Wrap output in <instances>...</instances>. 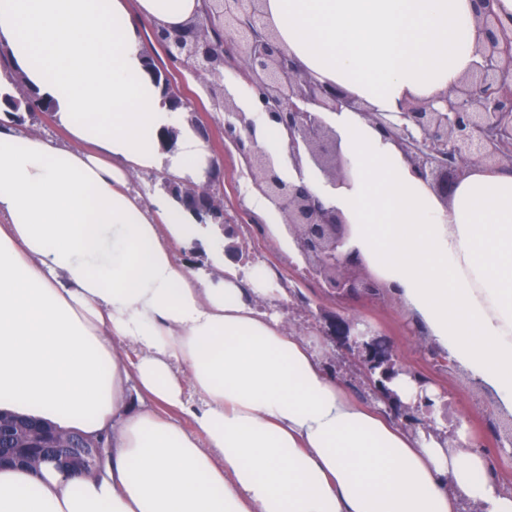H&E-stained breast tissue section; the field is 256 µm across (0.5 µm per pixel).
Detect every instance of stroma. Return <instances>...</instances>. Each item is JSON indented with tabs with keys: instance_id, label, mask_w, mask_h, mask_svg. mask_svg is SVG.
<instances>
[{
	"instance_id": "35a3bbf8",
	"label": "stroma",
	"mask_w": 512,
	"mask_h": 512,
	"mask_svg": "<svg viewBox=\"0 0 512 512\" xmlns=\"http://www.w3.org/2000/svg\"><path fill=\"white\" fill-rule=\"evenodd\" d=\"M155 31L153 24H144L142 41L161 72L187 100L184 119L206 129V144L224 177L222 201L225 213L234 221L235 243L245 265L264 266L275 287L287 293V301L278 304L276 312L289 332L303 338L316 334V322L325 310L343 311L371 325L393 342L409 375L426 380L429 390L442 396L446 418L440 426L449 448L459 445L453 433L456 424L468 426L475 450L486 456L499 484L512 489V455L502 451L499 442L504 427L512 422V409L503 406L495 392L468 371L449 361L446 349L410 314L399 289L383 288L372 297L340 302L307 276L284 225L269 223L265 214L252 208V179L236 147L224 136V113L215 108L214 101L222 97L227 82L235 79L234 69L222 67L214 74L185 70L168 59L154 37ZM316 353L326 370L353 396L373 402V393L353 356L344 354L324 336H319Z\"/></svg>"
}]
</instances>
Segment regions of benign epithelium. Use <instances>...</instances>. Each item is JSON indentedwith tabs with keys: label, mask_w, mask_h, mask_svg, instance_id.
<instances>
[{
	"label": "benign epithelium",
	"mask_w": 512,
	"mask_h": 512,
	"mask_svg": "<svg viewBox=\"0 0 512 512\" xmlns=\"http://www.w3.org/2000/svg\"><path fill=\"white\" fill-rule=\"evenodd\" d=\"M207 14L195 23H224V46L208 43L191 34H160L167 56L184 60L191 70L213 71L222 63L224 47L234 45L240 53L242 72L250 79L266 117L286 131V154L276 155L259 147L255 123L248 113L224 95V133L231 139L248 167L256 168L258 191L283 215L305 272L321 281L325 291L338 300L363 292L376 295L380 280L362 277L366 264L353 245L351 225L326 197L312 192L305 182V169L314 164L327 173V184L336 188L353 178L336 131L314 111L332 112L354 108V100L342 90L324 85L308 75L278 44L267 26H258L262 0H209ZM473 27L479 60L459 83L427 101H414L396 116L362 112L368 121L394 140L405 158L443 201L452 196L459 179L475 165L512 168V18L509 23L493 11V0H472ZM295 176L285 178L283 165ZM219 167L211 169L207 186L189 195L212 207L213 221L230 223L213 196L220 182ZM320 332L355 358L364 368L374 393L392 397L373 375L395 362L394 345L373 328L340 313L322 316ZM99 460L102 449L92 440L55 441L38 451V457L55 463L77 455Z\"/></svg>",
	"instance_id": "7a95c632"
}]
</instances>
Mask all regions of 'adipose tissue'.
Returning <instances> with one entry per match:
<instances>
[{
    "label": "adipose tissue",
    "instance_id": "ef3b65f1",
    "mask_svg": "<svg viewBox=\"0 0 512 512\" xmlns=\"http://www.w3.org/2000/svg\"><path fill=\"white\" fill-rule=\"evenodd\" d=\"M202 0H0V411L112 435L99 475L0 469V512H512L459 435L411 434L352 399L260 301L222 237L131 174L204 182L214 160L148 67L140 27ZM301 67L377 112L455 86L475 60L471 0H263ZM69 142L24 134L15 74ZM330 203L431 336L512 408V169L473 167L442 201L357 110ZM202 246L212 267L176 258ZM134 346L136 360L127 357ZM190 416L186 428L182 416Z\"/></svg>",
    "mask_w": 512,
    "mask_h": 512
}]
</instances>
